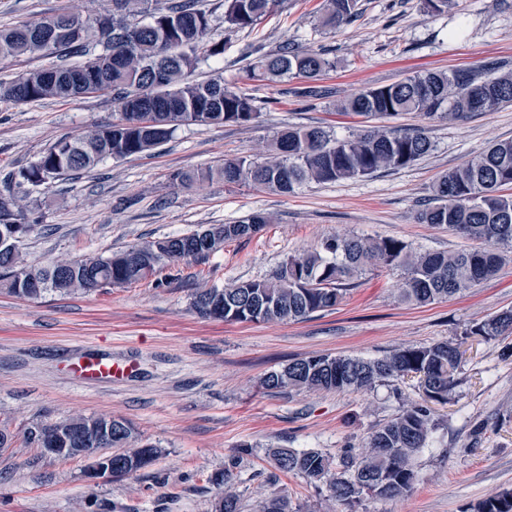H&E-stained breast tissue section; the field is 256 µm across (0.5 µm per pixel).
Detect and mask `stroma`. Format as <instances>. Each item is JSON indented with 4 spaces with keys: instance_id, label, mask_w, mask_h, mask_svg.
Returning a JSON list of instances; mask_svg holds the SVG:
<instances>
[{
    "instance_id": "35a3bbf8",
    "label": "stroma",
    "mask_w": 512,
    "mask_h": 512,
    "mask_svg": "<svg viewBox=\"0 0 512 512\" xmlns=\"http://www.w3.org/2000/svg\"><path fill=\"white\" fill-rule=\"evenodd\" d=\"M319 3L288 0L253 32L230 34L220 0H203L212 14L208 38L225 47L194 77L220 73L237 82L256 98L258 120L186 125L151 154L109 159L73 180L34 187L6 177L56 141L115 122L112 94L0 101V194L31 203L28 261L107 255L254 212L275 218L207 260L167 267L123 288L37 298L0 290V428L14 437L0 449V512H212L215 478L242 444L252 447L237 468L244 512H255L272 475L295 512H336L326 486L277 473L273 449L315 450L334 462L360 452L372 430L421 399L417 379L336 393L268 391L261 378L311 355L370 359L454 341L466 325L512 309V263L465 294L426 307L400 301L399 272L375 269L357 280L339 309L300 321L225 323L193 309L197 290L267 278L288 256L337 233L393 237L421 251L464 247L454 231L417 223L415 215L438 176L492 142L512 139L508 106L434 122L433 150L399 171L309 184L288 196L217 179L189 189L174 184L176 172L262 152L289 125L324 126L337 136L363 128V119L336 114L334 106L365 88L424 71L478 70L491 60L512 69V0H453L437 17L424 15L421 0H360V18L327 34L316 27ZM77 6V0H0V28ZM287 40L324 47L336 63L319 80L324 96L314 104L294 95L299 80L245 77L249 51L265 53ZM510 347L512 336L467 340L461 382L448 404L437 406L438 426L412 460L413 492L393 500L365 495L353 512H471L512 490V357L504 355ZM86 358L112 360L127 373L118 380L82 378L73 367ZM100 414L131 422L139 440L161 448V455L133 476L92 484L87 461L48 456L25 441L33 425Z\"/></svg>"
}]
</instances>
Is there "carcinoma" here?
Returning <instances> with one entry per match:
<instances>
[{
	"instance_id": "carcinoma-1",
	"label": "carcinoma",
	"mask_w": 512,
	"mask_h": 512,
	"mask_svg": "<svg viewBox=\"0 0 512 512\" xmlns=\"http://www.w3.org/2000/svg\"><path fill=\"white\" fill-rule=\"evenodd\" d=\"M286 0H222L224 31H250L278 12ZM359 0H322L317 27L334 30L359 14ZM149 0H112L109 24H99L101 13L66 11L46 19L0 29V60L43 58L65 51L86 54L103 46L84 64L49 65L29 69L12 81L0 83V99L17 104L64 99L85 92H112L121 112L141 98L149 111L137 119L123 117L105 127L64 138L44 151L14 178L40 186L50 179L78 175L107 159L146 154L167 142L174 132L191 124L247 126L260 114L254 97L217 75L204 81L191 78L208 59L224 54V42L206 40L210 13L199 0H173L156 7L148 21L130 17L145 11ZM335 62L321 48L284 43L277 52L262 54L250 64V74L275 82L301 78L316 81ZM512 105V72L478 79L464 68L450 72H424L398 82L367 88L336 104V111L383 121L346 136H333L321 126H289L274 135L267 153L224 160L213 170L180 171L173 180L190 187L214 178L226 184L248 185L288 195L309 183L326 184L368 177L380 171L413 166L433 150L429 136L437 120L460 121L504 105ZM416 114L424 124L398 128L385 121ZM512 139L490 144L473 159L442 174L432 187L429 202L416 213L420 224L450 228L462 238L478 241V248L452 252L417 251L390 237L367 238L355 234L332 235L315 248L291 255L269 279L248 280L224 288H203L193 306L203 316L225 322L256 323L298 321L320 311L336 309L348 287L363 272L398 270L404 275L403 301L427 306L462 295L493 277L512 256ZM26 197L0 196V242L19 237L14 247L0 245V287L20 297L36 298L46 292L71 294L100 288L124 287L151 277L161 265L176 266L220 251L231 240L249 239L273 222L268 213L255 212L233 224H211V242L199 239L201 230L143 241L108 255L29 264L21 252L34 230L27 220ZM463 334L493 340L512 335V309L467 326ZM463 353L454 343L403 347L381 357L312 355L270 371L261 380L269 391H370L405 377L418 379L423 402L409 403L366 438L365 450L351 455L343 470L332 472L329 458L319 451L277 448L273 460L278 471L294 473L309 483L326 485L336 502L350 508L362 496L396 499L410 494L416 475L411 460L425 447L434 427L432 406L448 403L458 384ZM99 417H75L54 423L67 429L86 426ZM36 425L34 434L52 427ZM112 470L126 478L152 464L161 450L151 444L134 445V429L124 419H112ZM236 462L224 466L215 478L223 489L215 512H242L235 490ZM270 491L260 512H293L288 495L270 479ZM475 512H512V492L503 491L478 503Z\"/></svg>"
}]
</instances>
